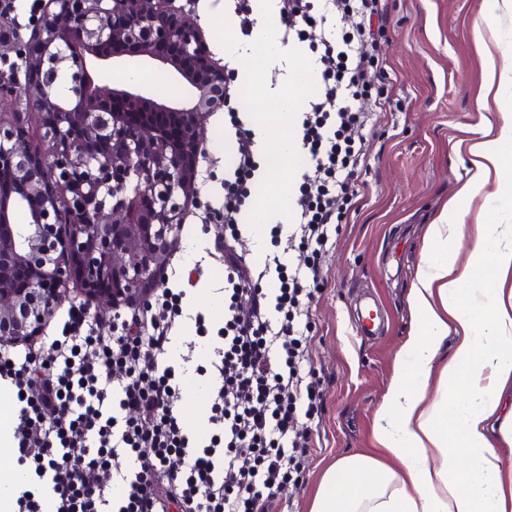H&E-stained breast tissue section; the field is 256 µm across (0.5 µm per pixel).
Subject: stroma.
Returning <instances> with one entry per match:
<instances>
[{
    "label": "stroma",
    "instance_id": "35a3bbf8",
    "mask_svg": "<svg viewBox=\"0 0 512 512\" xmlns=\"http://www.w3.org/2000/svg\"><path fill=\"white\" fill-rule=\"evenodd\" d=\"M385 36L379 58L386 75L383 87L392 110L368 131L367 164L360 180L364 196L348 222L340 224L324 259V281L312 307L310 354L322 379L321 408L310 425L314 446L298 480L277 493V512H309L325 469L337 459L366 454L388 456L376 440V412L397 363V353L411 322L410 285L420 263L423 235L443 209L456 205L467 229L478 224H512V201L487 205L484 196L463 197L470 176L469 142L477 140V101L487 98L485 61L512 48V0H499L487 11L484 0H387ZM191 15L199 22L216 60H223L226 11L224 0H195ZM307 61L303 50L284 46L280 63L244 50L239 54L246 87L255 89L266 111H277L274 88L293 83ZM512 96V84L488 100L490 110ZM207 158L199 162L198 209L188 213L170 265V287L177 271L200 263L203 276L187 305L212 322L224 309L220 287L224 268L211 254L224 229L221 216H206L205 206L224 197L225 169L234 160V145L224 135V113L205 120ZM248 232L239 251L264 257L268 250L285 258L297 249L287 237L271 241L268 226L256 225L251 212L237 215ZM375 296L384 315L376 336L356 330L360 295ZM179 403L181 419L205 433L210 392L205 380L188 375Z\"/></svg>",
    "mask_w": 512,
    "mask_h": 512
}]
</instances>
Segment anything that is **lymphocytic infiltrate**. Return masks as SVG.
I'll return each mask as SVG.
<instances>
[{
    "mask_svg": "<svg viewBox=\"0 0 512 512\" xmlns=\"http://www.w3.org/2000/svg\"><path fill=\"white\" fill-rule=\"evenodd\" d=\"M285 43L306 45L318 86L297 120L305 160L293 186L289 226L271 236L297 241L294 261H255L238 252L239 226L214 243L224 265V318L210 341L214 381L209 429L200 436L177 413L183 375L168 365L185 318L192 277L142 306L115 314L100 335L82 307L40 355L0 343V383L19 396L10 430L16 463L39 486L16 488L13 512H272L279 488L300 474L313 446L308 419L321 402L309 355L310 312L322 259L356 204L369 142L391 99L376 90L385 0H277ZM228 85L226 128L236 145L224 178L225 215L251 203L266 174L256 132ZM129 458L137 471L114 469Z\"/></svg>",
    "mask_w": 512,
    "mask_h": 512,
    "instance_id": "f902f5d3",
    "label": "lymphocytic infiltrate"
}]
</instances>
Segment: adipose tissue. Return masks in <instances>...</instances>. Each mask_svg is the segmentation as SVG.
Masks as SVG:
<instances>
[{
  "label": "adipose tissue",
  "instance_id": "adipose-tissue-1",
  "mask_svg": "<svg viewBox=\"0 0 512 512\" xmlns=\"http://www.w3.org/2000/svg\"><path fill=\"white\" fill-rule=\"evenodd\" d=\"M255 42L278 57L275 0H254ZM494 121L498 136L476 142L462 193L494 187L512 198V106ZM444 210L426 228L410 286L412 327L377 412L378 443L400 468L366 455L338 459L325 471L310 512H512V470L499 442L512 444V414L501 395L512 385V225H477L469 253ZM450 357H441L448 334Z\"/></svg>",
  "mask_w": 512,
  "mask_h": 512
}]
</instances>
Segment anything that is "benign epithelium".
I'll return each mask as SVG.
<instances>
[{"instance_id": "1", "label": "benign epithelium", "mask_w": 512, "mask_h": 512, "mask_svg": "<svg viewBox=\"0 0 512 512\" xmlns=\"http://www.w3.org/2000/svg\"><path fill=\"white\" fill-rule=\"evenodd\" d=\"M176 0H40L14 38L24 79L0 76V341L31 344L77 283L87 306L144 302L197 198L204 119L224 103V66ZM147 61L190 88L180 103L135 80L106 87L87 63ZM37 112L42 141L30 143ZM34 202L26 224L17 208Z\"/></svg>"}]
</instances>
